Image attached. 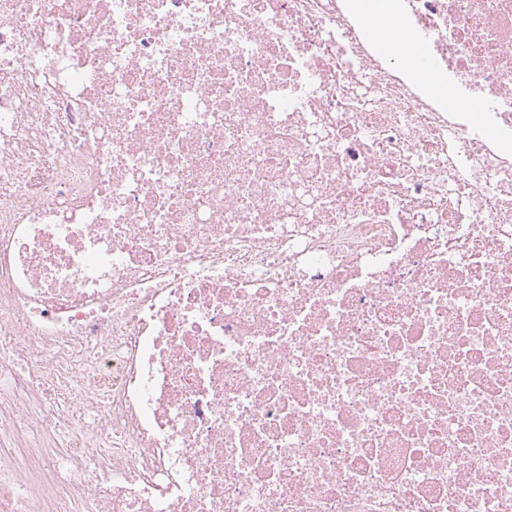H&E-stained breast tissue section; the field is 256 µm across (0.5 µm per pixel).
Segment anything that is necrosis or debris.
I'll return each instance as SVG.
<instances>
[{
	"label": "necrosis or debris",
	"instance_id": "4bbe7bcc",
	"mask_svg": "<svg viewBox=\"0 0 512 512\" xmlns=\"http://www.w3.org/2000/svg\"><path fill=\"white\" fill-rule=\"evenodd\" d=\"M0 512H512V0H0Z\"/></svg>",
	"mask_w": 512,
	"mask_h": 512
}]
</instances>
